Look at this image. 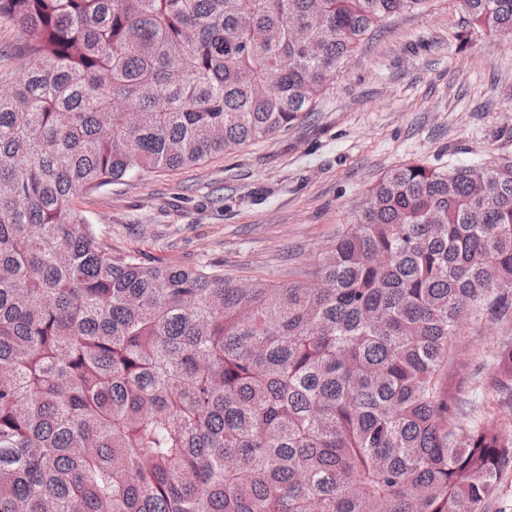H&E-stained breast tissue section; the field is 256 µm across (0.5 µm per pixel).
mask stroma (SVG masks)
Wrapping results in <instances>:
<instances>
[{
  "instance_id": "stroma-1",
  "label": "stroma",
  "mask_w": 512,
  "mask_h": 512,
  "mask_svg": "<svg viewBox=\"0 0 512 512\" xmlns=\"http://www.w3.org/2000/svg\"><path fill=\"white\" fill-rule=\"evenodd\" d=\"M512 156V35L466 25L433 0L367 36L288 131L198 165L135 175L79 197L113 251L205 266L237 282L314 281L367 190L411 161L478 166ZM512 312L463 323L448 358L450 401L512 417L494 383Z\"/></svg>"
}]
</instances>
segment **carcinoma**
I'll return each instance as SVG.
<instances>
[{"instance_id":"carcinoma-1","label":"carcinoma","mask_w":512,"mask_h":512,"mask_svg":"<svg viewBox=\"0 0 512 512\" xmlns=\"http://www.w3.org/2000/svg\"><path fill=\"white\" fill-rule=\"evenodd\" d=\"M430 2L0 0V512H482L512 432L442 372L508 304L512 157L391 170L318 292L147 265L74 206L289 129ZM456 2L512 34V0ZM495 373L512 394V344ZM18 33L11 26L0 25V65L2 70L4 67L11 69L13 67V48L17 42Z\"/></svg>"}]
</instances>
